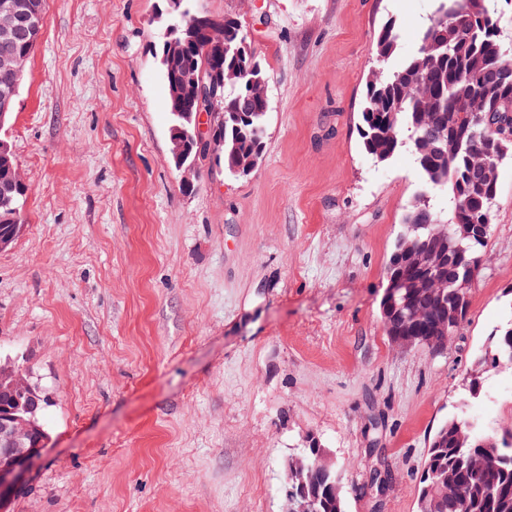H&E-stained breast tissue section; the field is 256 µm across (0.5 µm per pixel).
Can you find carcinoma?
Masks as SVG:
<instances>
[{
  "label": "carcinoma",
  "instance_id": "obj_1",
  "mask_svg": "<svg viewBox=\"0 0 512 512\" xmlns=\"http://www.w3.org/2000/svg\"><path fill=\"white\" fill-rule=\"evenodd\" d=\"M30 11L41 22L38 29L17 36L12 50L25 65L46 24L43 0H30ZM192 27L181 56L173 62L180 71H194L210 83L219 111L214 113L217 156L212 165L238 174L239 161L261 156L268 112L267 76L257 67L249 82L244 66L249 60L244 29L236 18L216 19L197 9L187 14ZM399 33L392 22L378 29L372 42L376 69L367 78L359 112V134L365 153L375 162L392 159L403 148L413 153L424 192L417 195L404 216V231L394 245L387 278L409 281L419 271L403 258L404 248H427L450 241L465 257L482 254L488 242L454 239L453 229L478 209L492 224L498 184L493 167L472 166V155L498 147L512 155V48L499 32L495 0H434V9L418 37L417 49L400 65H391L399 51ZM198 101L167 94L172 126L188 133L179 163L194 166L208 157L199 144L193 123L185 113L197 112ZM492 112L493 123H477L473 111ZM0 235L22 222L26 187L7 140L0 138ZM448 193L450 222L444 224L429 194ZM444 294H409L402 316L380 309L389 336H427L437 319L447 314L457 323L467 320L468 288L474 275L451 263ZM512 364V320L500 327L489 351L477 363L468 396L481 394L487 368ZM307 488L322 502L321 512H345L341 493L328 485L318 470L303 474ZM440 485L448 494L435 512H512V432L501 436L473 432L457 417L441 423L429 437L422 468L418 506L432 501Z\"/></svg>",
  "mask_w": 512,
  "mask_h": 512
}]
</instances>
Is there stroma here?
I'll use <instances>...</instances> for the list:
<instances>
[{"mask_svg": "<svg viewBox=\"0 0 512 512\" xmlns=\"http://www.w3.org/2000/svg\"><path fill=\"white\" fill-rule=\"evenodd\" d=\"M244 25L268 75L260 163L229 177L170 160L157 49L164 0H45L0 130L27 187L0 249V358L49 394V434L10 512H282L285 463L316 442L346 512H418L428 439L483 407L512 429L503 376L462 389L512 316V161L466 322L443 353L400 350L380 303L422 180L365 155L372 40L401 54L433 0H196ZM395 476L356 493L375 461Z\"/></svg>", "mask_w": 512, "mask_h": 512, "instance_id": "35a3bbf8", "label": "stroma"}]
</instances>
